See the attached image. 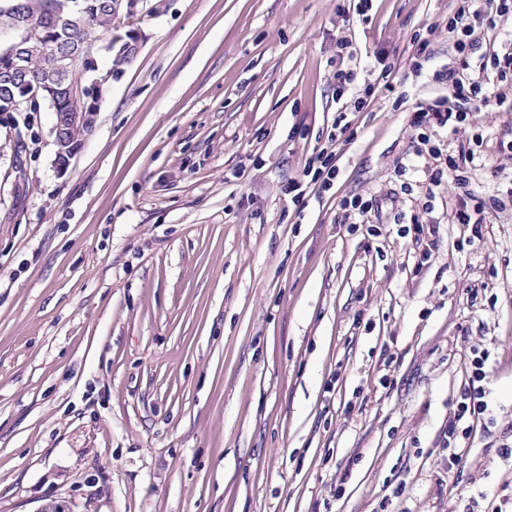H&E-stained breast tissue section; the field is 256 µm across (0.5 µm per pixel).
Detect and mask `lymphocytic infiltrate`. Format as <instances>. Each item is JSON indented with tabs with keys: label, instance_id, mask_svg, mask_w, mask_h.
<instances>
[{
	"label": "lymphocytic infiltrate",
	"instance_id": "1",
	"mask_svg": "<svg viewBox=\"0 0 512 512\" xmlns=\"http://www.w3.org/2000/svg\"><path fill=\"white\" fill-rule=\"evenodd\" d=\"M476 0H457L456 10L448 17V39L458 54V62L453 66L443 67L436 72L435 78L451 84L452 99L437 98L428 102L418 101L412 106V124L423 130V143L428 144V154L436 164L437 169L430 179L432 186H440L443 180H451L456 191L457 208L455 219L457 223L468 227L472 237L481 238L482 226L486 220L487 208L500 209L505 203H512V193L507 198L490 197L483 200L472 194L470 179L465 166L474 162L476 155L473 150L465 148L464 144L441 147L432 144L428 129L438 127L447 129L449 134L463 133L464 123L470 108L504 107L507 99L497 94L484 82L470 74V63L466 55L472 47V36L476 27L492 30L496 27V15L512 12V0H497L496 9L492 12H482L475 7ZM390 76L389 70H382L374 80H359L358 74L351 68L337 69L333 74L336 83L337 96L353 93L354 109H362L367 101L375 99L379 93L381 81ZM333 131L327 137L326 145L321 146L312 156L303 171V177L289 182L286 191L294 204H301L306 195L305 183L317 184L320 190L332 188L339 169L335 163L337 154L334 150L339 140H353L356 134L347 118L346 112H339L332 125ZM488 355L484 352L471 351L468 358L470 376L467 385L461 392L458 412L448 420V467L457 469L468 455L471 446L470 437L479 427L485 426L489 411L486 400L485 384L489 377L487 368Z\"/></svg>",
	"mask_w": 512,
	"mask_h": 512
}]
</instances>
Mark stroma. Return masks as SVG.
<instances>
[{
	"label": "stroma",
	"mask_w": 512,
	"mask_h": 512,
	"mask_svg": "<svg viewBox=\"0 0 512 512\" xmlns=\"http://www.w3.org/2000/svg\"><path fill=\"white\" fill-rule=\"evenodd\" d=\"M355 5L141 0L114 31L139 51L116 73L98 55L112 77L64 168L48 104L30 137L0 113V512H512V207L462 248L437 187L423 267L404 225L432 161L398 101L450 95L456 2ZM344 39L393 91L299 210L284 188L341 106ZM467 131L474 189L506 192L512 112ZM475 348L494 425L452 473Z\"/></svg>",
	"instance_id": "obj_1"
}]
</instances>
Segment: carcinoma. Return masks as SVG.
<instances>
[{"mask_svg":"<svg viewBox=\"0 0 512 512\" xmlns=\"http://www.w3.org/2000/svg\"><path fill=\"white\" fill-rule=\"evenodd\" d=\"M24 11L22 26L9 29L0 23V32L8 31L23 39L28 47L25 66L27 79L42 86L40 100L50 103L56 121L71 125L73 113L84 112L87 124H92L96 112L93 99H75L69 96L68 79L50 66L47 50L59 45L74 48L84 56H93L99 48L101 32L112 31L118 16L111 8V0H21ZM13 67L11 57L0 48V112H12L11 97L18 86L3 81Z\"/></svg>","mask_w":512,"mask_h":512,"instance_id":"carcinoma-1","label":"carcinoma"}]
</instances>
